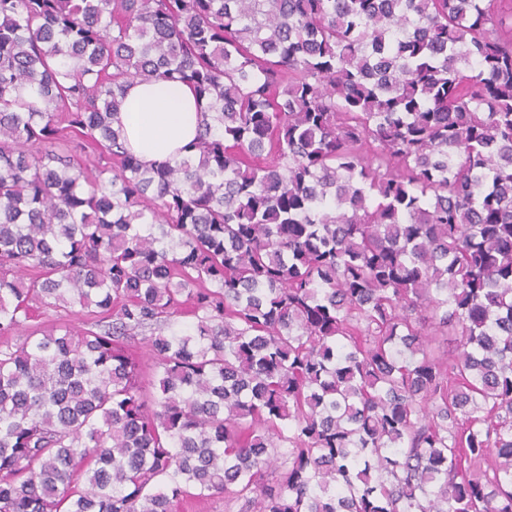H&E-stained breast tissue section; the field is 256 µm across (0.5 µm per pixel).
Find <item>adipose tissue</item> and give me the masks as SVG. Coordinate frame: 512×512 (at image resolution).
Returning <instances> with one entry per match:
<instances>
[{"mask_svg": "<svg viewBox=\"0 0 512 512\" xmlns=\"http://www.w3.org/2000/svg\"><path fill=\"white\" fill-rule=\"evenodd\" d=\"M203 114L193 90L185 84L137 81L131 84L114 120L129 150L145 165L181 158L196 140Z\"/></svg>", "mask_w": 512, "mask_h": 512, "instance_id": "adipose-tissue-1", "label": "adipose tissue"}]
</instances>
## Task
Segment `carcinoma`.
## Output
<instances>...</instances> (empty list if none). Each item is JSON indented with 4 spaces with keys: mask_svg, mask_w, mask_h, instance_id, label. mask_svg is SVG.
I'll return each mask as SVG.
<instances>
[{
    "mask_svg": "<svg viewBox=\"0 0 512 512\" xmlns=\"http://www.w3.org/2000/svg\"><path fill=\"white\" fill-rule=\"evenodd\" d=\"M501 4L0 0V512H512ZM203 114L185 84L137 81L131 84L112 127L121 128L129 150L145 165L174 161L196 140ZM34 306L37 308L39 307L38 312L41 316L38 319L39 323H44L47 326H51L52 324H58L59 322H66L71 326H84V318L81 316V314L78 313L80 310L79 306H72L65 308H55V307H49L44 308L41 306V304H38Z\"/></svg>",
    "mask_w": 512,
    "mask_h": 512,
    "instance_id": "1",
    "label": "carcinoma"
}]
</instances>
